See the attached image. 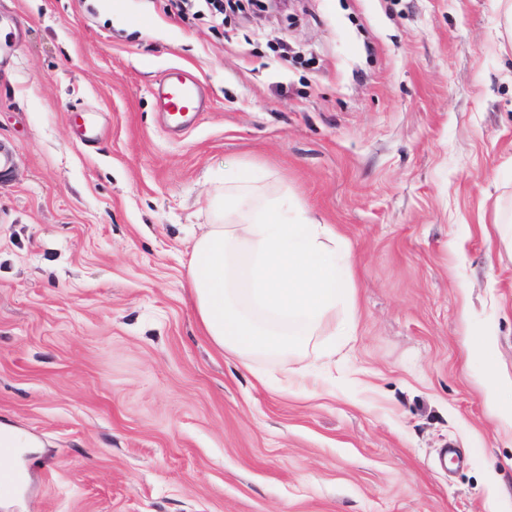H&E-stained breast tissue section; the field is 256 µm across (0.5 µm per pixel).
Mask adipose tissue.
I'll return each instance as SVG.
<instances>
[{"mask_svg":"<svg viewBox=\"0 0 512 512\" xmlns=\"http://www.w3.org/2000/svg\"><path fill=\"white\" fill-rule=\"evenodd\" d=\"M208 207L187 278L204 335L242 366L289 358L290 375L306 376L313 338L354 301L347 266L332 259L347 253L346 243L333 225L237 167L225 169Z\"/></svg>","mask_w":512,"mask_h":512,"instance_id":"adipose-tissue-1","label":"adipose tissue"}]
</instances>
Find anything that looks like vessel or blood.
I'll return each mask as SVG.
<instances>
[{
	"mask_svg": "<svg viewBox=\"0 0 512 512\" xmlns=\"http://www.w3.org/2000/svg\"><path fill=\"white\" fill-rule=\"evenodd\" d=\"M153 95L166 125L174 130L188 126L208 105V95L201 79L180 65L170 66L164 71Z\"/></svg>",
	"mask_w": 512,
	"mask_h": 512,
	"instance_id": "b4317fda",
	"label": "vessel or blood"
}]
</instances>
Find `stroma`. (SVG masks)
<instances>
[{"label":"stroma","instance_id":"1","mask_svg":"<svg viewBox=\"0 0 512 512\" xmlns=\"http://www.w3.org/2000/svg\"><path fill=\"white\" fill-rule=\"evenodd\" d=\"M211 104L172 135L151 89ZM99 128L82 144L70 114ZM0 512H512V40L498 0H0ZM238 165L348 243L351 338L281 387L201 335ZM153 95L158 111L173 130L188 126L208 105V95L201 79L180 65L170 66L163 72L155 84Z\"/></svg>","mask_w":512,"mask_h":512}]
</instances>
